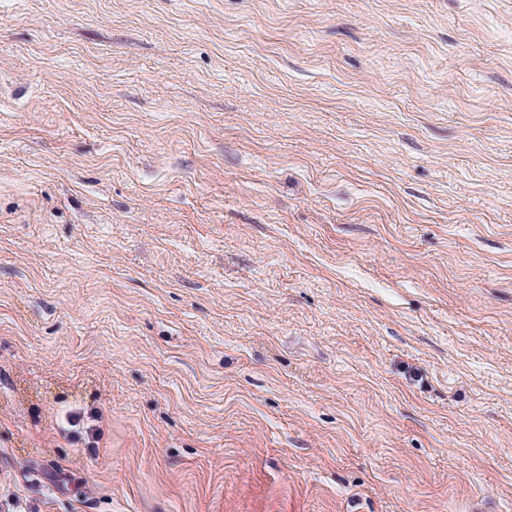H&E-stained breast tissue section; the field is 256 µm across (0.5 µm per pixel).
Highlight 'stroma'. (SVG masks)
<instances>
[{"label": "stroma", "mask_w": 512, "mask_h": 512, "mask_svg": "<svg viewBox=\"0 0 512 512\" xmlns=\"http://www.w3.org/2000/svg\"><path fill=\"white\" fill-rule=\"evenodd\" d=\"M0 512H512V0H0Z\"/></svg>", "instance_id": "stroma-1"}]
</instances>
